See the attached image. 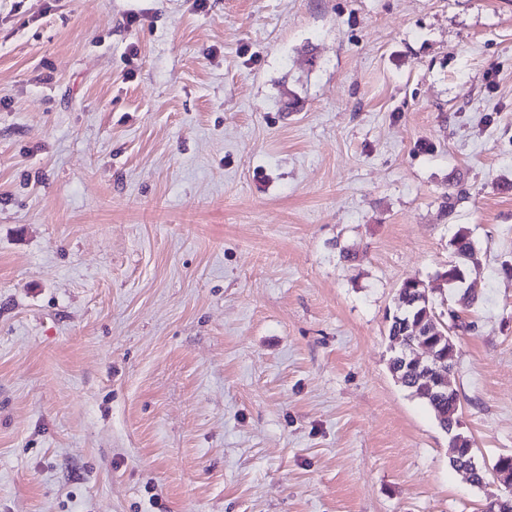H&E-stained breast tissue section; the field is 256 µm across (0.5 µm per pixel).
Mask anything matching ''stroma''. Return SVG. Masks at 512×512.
<instances>
[{"label": "stroma", "mask_w": 512, "mask_h": 512, "mask_svg": "<svg viewBox=\"0 0 512 512\" xmlns=\"http://www.w3.org/2000/svg\"><path fill=\"white\" fill-rule=\"evenodd\" d=\"M506 183L512 0H0V512H483L387 316L512 455ZM451 246L458 262H449L448 275L446 276L442 272H439L437 277L441 281L448 282L450 285H456L457 283L462 284L463 282L455 280L462 276L467 278L468 270L464 266L463 261L474 255L476 249L475 242L466 231L460 230L451 240ZM419 283L422 282L410 279L405 281L402 287L399 288L396 310L393 312L391 317L389 316L390 323L388 331L389 336L400 334L406 342L414 339L415 326H419L423 323L418 332L421 333V330L424 329L422 333L425 334L427 339L422 341L420 345L422 347L429 348V351L427 352L428 359L423 362V358L416 353V346L412 343L408 346L401 343V349L395 353L391 360L390 367L393 375L402 384H404V381L407 382V373L413 368H416L417 371L421 372L420 377L417 379L421 382L419 387H421L422 391H425L432 396H417L426 400V403L438 419L439 424L442 425V422L449 420L451 415L456 410L459 411L461 407L457 390L453 388L452 392L448 394V375L450 371H452V368L448 367V363L451 367H455L456 364V360L455 363L452 358L448 360V351H454L455 356V344L452 340V343L448 345V342H450L448 334L439 330L433 321L430 323L428 328L425 329L429 321L427 308H429L430 311H433L432 303L430 301L427 306L425 302L416 303L413 306H407L405 304L408 298L411 297L412 299H415V297L422 292V288H425V286L418 287ZM405 320H409L408 326L404 327V325H399V321ZM400 336H396L394 339L400 340L401 342ZM430 337H432L431 340H429ZM442 343L447 345V349L442 351L439 356L434 352V349ZM447 394V398L435 397Z\"/></svg>", "instance_id": "stroma-1"}]
</instances>
